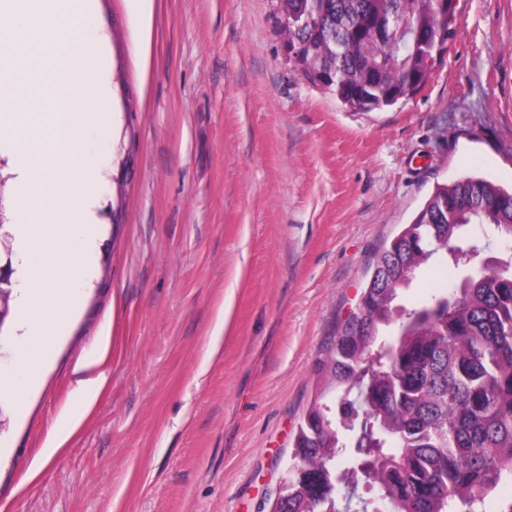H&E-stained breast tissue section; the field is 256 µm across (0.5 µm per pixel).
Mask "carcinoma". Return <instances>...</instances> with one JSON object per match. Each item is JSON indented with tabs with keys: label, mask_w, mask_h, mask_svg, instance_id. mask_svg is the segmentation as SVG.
I'll return each instance as SVG.
<instances>
[{
	"label": "carcinoma",
	"mask_w": 512,
	"mask_h": 512,
	"mask_svg": "<svg viewBox=\"0 0 512 512\" xmlns=\"http://www.w3.org/2000/svg\"><path fill=\"white\" fill-rule=\"evenodd\" d=\"M281 30L301 48L302 79L350 110L414 96L425 58L438 60L453 0H278ZM381 22L406 23L418 49L378 41ZM508 246L500 269L465 249L469 226ZM435 261L452 280L414 305L395 303ZM326 385L293 439L288 488L271 512H487L512 482V190L466 176L436 187L412 223L378 254L356 311L325 365ZM362 474L368 496H340Z\"/></svg>",
	"instance_id": "cac0c4a2"
}]
</instances>
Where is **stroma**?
Here are the masks:
<instances>
[{
    "instance_id": "obj_1",
    "label": "stroma",
    "mask_w": 512,
    "mask_h": 512,
    "mask_svg": "<svg viewBox=\"0 0 512 512\" xmlns=\"http://www.w3.org/2000/svg\"><path fill=\"white\" fill-rule=\"evenodd\" d=\"M453 5L420 91L351 112L294 71L277 0H91L99 238L26 392L0 329V512H268L380 249L437 185L512 187V0Z\"/></svg>"
}]
</instances>
